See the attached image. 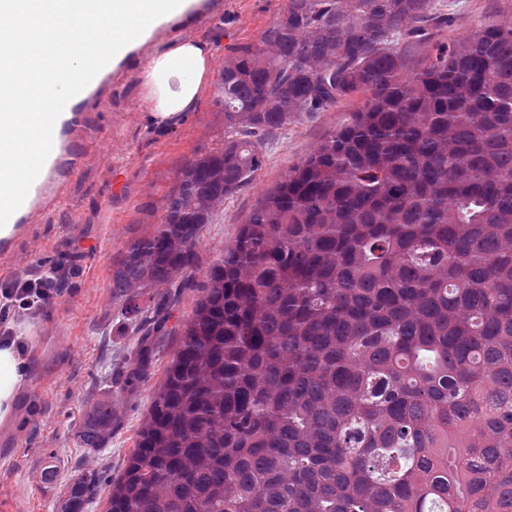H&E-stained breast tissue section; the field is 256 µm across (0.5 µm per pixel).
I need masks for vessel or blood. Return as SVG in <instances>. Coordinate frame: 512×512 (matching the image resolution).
I'll return each mask as SVG.
<instances>
[{
	"instance_id": "obj_1",
	"label": "vessel or blood",
	"mask_w": 512,
	"mask_h": 512,
	"mask_svg": "<svg viewBox=\"0 0 512 512\" xmlns=\"http://www.w3.org/2000/svg\"><path fill=\"white\" fill-rule=\"evenodd\" d=\"M213 5L214 0H182L175 10L153 21L66 103L54 126L52 152L25 202L8 220L7 235L0 237V261L12 256L29 225L72 207L70 185L84 167L92 146L99 142L96 117L112 94L114 76L126 70L132 57H145L157 39L185 33L205 22Z\"/></svg>"
}]
</instances>
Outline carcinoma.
I'll use <instances>...</instances> for the list:
<instances>
[{
    "label": "carcinoma",
    "mask_w": 512,
    "mask_h": 512,
    "mask_svg": "<svg viewBox=\"0 0 512 512\" xmlns=\"http://www.w3.org/2000/svg\"><path fill=\"white\" fill-rule=\"evenodd\" d=\"M432 0H288L224 61V141L112 266L126 328L179 336L107 512H512V22L407 70ZM363 105L262 196L195 282L196 243L305 112ZM164 292H158V289ZM172 288H197L168 326ZM112 398L76 426L112 437ZM98 480L67 487L84 512Z\"/></svg>",
    "instance_id": "carcinoma-1"
}]
</instances>
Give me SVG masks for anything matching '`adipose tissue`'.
<instances>
[{"label":"adipose tissue","instance_id":"1","mask_svg":"<svg viewBox=\"0 0 512 512\" xmlns=\"http://www.w3.org/2000/svg\"><path fill=\"white\" fill-rule=\"evenodd\" d=\"M213 67V47L202 38L173 41L156 51L137 71L149 102L148 118L158 128L179 124L194 111ZM0 336V427L18 423L19 400L32 380L37 337L34 324L11 325Z\"/></svg>","mask_w":512,"mask_h":512}]
</instances>
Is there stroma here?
<instances>
[{
	"label": "stroma",
	"mask_w": 512,
	"mask_h": 512,
	"mask_svg": "<svg viewBox=\"0 0 512 512\" xmlns=\"http://www.w3.org/2000/svg\"><path fill=\"white\" fill-rule=\"evenodd\" d=\"M288 0H221L219 9L194 36L210 40L216 54L212 72L240 46L255 44L284 14ZM443 23L430 39L404 44L409 69L423 61L431 41L470 36L483 23L512 20V0H435ZM217 84L209 82L197 111L176 126L160 130L149 123V103L135 68L119 78L105 112L99 116L103 140L93 146L70 192L78 205L30 225L14 258L0 265V285L70 253L79 269L60 297L39 314L16 311L15 323L34 322L32 384L22 395L16 429H0V512H61L67 486L87 472L99 477L85 512H106L109 480L118 478L134 449L137 429L172 359L177 337L154 339L155 357L134 384L120 368L134 352L137 338L124 330L112 298V265L127 245L147 234L162 215L178 171L197 157L221 147L224 115L216 105ZM353 104L341 103L303 117L277 131L263 166L253 180L229 196L202 230L196 252V281L236 239L261 196L276 188L288 170L328 135L349 123ZM117 413L107 447H78L74 429L102 397Z\"/></svg>",
	"instance_id": "obj_1"
}]
</instances>
